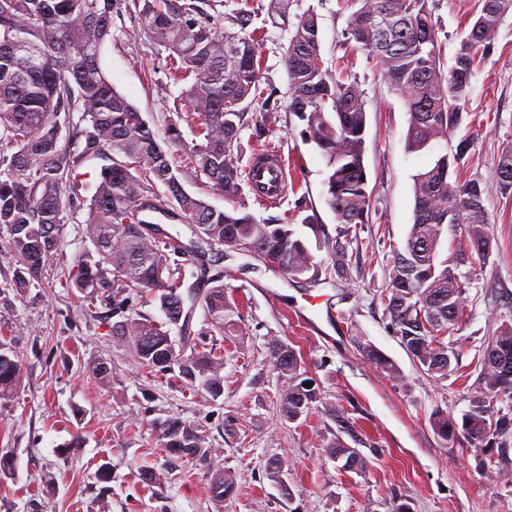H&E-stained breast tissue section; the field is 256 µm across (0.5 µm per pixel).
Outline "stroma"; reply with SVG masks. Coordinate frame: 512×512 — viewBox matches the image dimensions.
I'll list each match as a JSON object with an SVG mask.
<instances>
[{
	"mask_svg": "<svg viewBox=\"0 0 512 512\" xmlns=\"http://www.w3.org/2000/svg\"><path fill=\"white\" fill-rule=\"evenodd\" d=\"M476 4L430 0L445 60H452ZM355 9L354 0H293L290 13L317 15L322 54L332 67L345 53L344 33ZM138 11L137 0H121L100 64L162 140L180 110V88L168 81L166 53L143 32ZM254 24L266 32L262 86L284 104L288 33L264 12ZM352 72L367 100L365 167L372 195L368 223L352 225L345 239L347 278L337 276L327 249L310 239L303 224L312 215L328 235L338 227L326 202V160L304 122L283 107L266 139L256 140L249 125L241 132L246 154L272 144L289 164L284 199L250 203V213L263 223L293 224L309 238L322 272L310 283L274 272L242 251L207 249L214 269L224 273L225 294L241 326L222 335L212 331L203 311L194 315L201 347L224 362L220 397L191 387L178 371L143 367L132 348L108 336L102 323L108 308L78 300L65 286L76 257L90 246L85 201L104 159L87 158L76 170L65 192L60 247L24 295L8 286L15 258L0 228V341L23 358L17 393L0 404V457L12 464L0 471V512H390L397 498L409 501L414 512H512V475L483 470L482 451L463 442L444 444L432 425L436 412L458 419L468 410L471 395L481 389L479 360L488 337L512 324V198L493 194L485 202L492 238L487 261L466 256L464 226H449L440 240L439 259L456 264L467 282L464 317L443 337L458 354L455 373L439 380L422 370L394 335L383 302L395 253L414 220V175L465 138L469 151L460 179L497 182L500 154L512 146V15L475 70L462 125L427 150H408L407 109L366 52H355ZM274 340L297 351L301 374L324 403L349 417L369 461L365 474L339 470L328 457L324 444L334 424L321 410L295 423L281 419L286 380L269 357ZM362 341L390 357L398 376L365 358L358 349ZM93 360L108 363L110 381L84 371ZM170 418L205 436L213 450L208 466L167 455L158 427ZM63 446L64 457L58 453ZM273 458L285 464L292 498L264 475ZM147 469L161 472V481L142 483ZM212 470L234 476L233 496L214 497Z\"/></svg>",
	"mask_w": 512,
	"mask_h": 512,
	"instance_id": "stroma-1",
	"label": "stroma"
}]
</instances>
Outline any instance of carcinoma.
Masks as SVG:
<instances>
[{"label":"carcinoma","mask_w":512,"mask_h":512,"mask_svg":"<svg viewBox=\"0 0 512 512\" xmlns=\"http://www.w3.org/2000/svg\"><path fill=\"white\" fill-rule=\"evenodd\" d=\"M138 19L151 41L167 52L165 73L181 90L182 109L160 144L143 113L112 85L100 66V53L112 36V12L120 0H0V228L9 233L17 259L9 286L23 295L39 281L45 262L57 251L67 200L64 186L88 157H102L95 191L87 205L85 237L91 248L75 260L66 287L81 298L124 309L123 294L146 293L157 300L164 320L139 312L110 325L112 340L133 347L140 363L154 371L179 369L189 383L213 397L224 393V363L192 348L175 349L170 327L183 343L195 336L191 321L201 307L211 327L224 333L237 327L224 295L223 276H207L201 243L225 246L257 256L268 267L290 277L319 275L320 266L291 225L258 222L248 212L244 187L251 186L254 160L243 164L240 132L243 109L262 113L253 136L268 133L280 104L260 87L258 32L246 30L258 16L250 0L215 16L210 0H141ZM359 8L346 32L351 50H365L383 77L403 99L409 113L407 147L416 152L448 139L462 123L471 92L478 53L495 41L498 27L512 14V0H479V13L460 40L453 62L445 66L442 43L432 20L429 0H356ZM224 22V32L216 22ZM284 51L289 79L288 111L306 122V133L330 168L327 203L340 224L329 237L315 218L306 224L333 255L343 277L348 254L339 238L350 225L368 221L371 190L364 166L367 112L357 81L336 76L321 53L318 20L304 14L291 24ZM81 113L87 123L70 125ZM194 127L201 142L188 145L180 122ZM71 126L67 137L60 129ZM468 151L467 140L455 152L439 155L414 175V221L403 250L396 252L385 308L400 343L417 365L441 379L448 377L458 355L442 335L455 329L465 313V283L448 261L437 262L445 226L468 229L467 250L485 259L480 248L492 245L485 199L489 189L476 180L450 179L451 167ZM495 191L512 196V146L498 162ZM206 176L224 194L220 210L187 192L184 175ZM176 215L190 223L191 235L170 234L150 226L147 212ZM200 263L199 285L183 291V271ZM361 354L391 373L396 364L370 342H358ZM270 359L287 387L279 399L283 420L290 423L320 408L314 388L296 381L300 361L279 340L268 346ZM483 391L470 400L462 422L443 414L434 417L438 436L455 443L463 434L476 448L496 449L495 464L512 468L507 441L512 439V410L497 407L512 399V325L489 337L481 355ZM21 361L0 344V403L16 394ZM323 413L337 432L327 452L341 469L362 474L366 457L343 442L353 435L348 417L330 406ZM161 446L170 455L205 465L211 449L191 425L177 418L159 426ZM215 498L230 496L235 486L224 472L211 475Z\"/></svg>","instance_id":"obj_1"}]
</instances>
